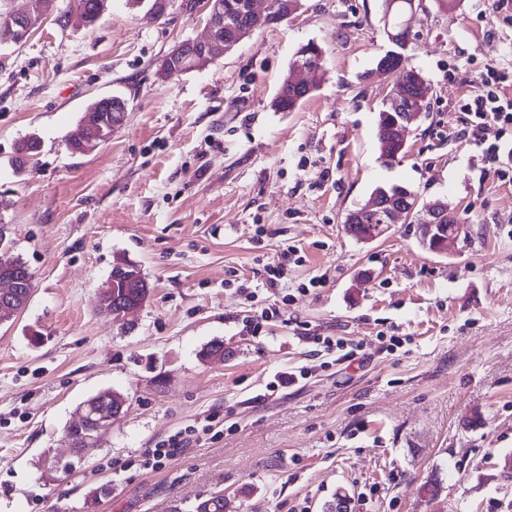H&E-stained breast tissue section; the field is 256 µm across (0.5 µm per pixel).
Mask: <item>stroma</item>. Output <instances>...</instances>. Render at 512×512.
I'll list each match as a JSON object with an SVG mask.
<instances>
[{
	"label": "stroma",
	"instance_id": "1",
	"mask_svg": "<svg viewBox=\"0 0 512 512\" xmlns=\"http://www.w3.org/2000/svg\"><path fill=\"white\" fill-rule=\"evenodd\" d=\"M182 2L157 18L148 0H105L95 25L62 27L75 0H51L0 47V225L33 275L0 324V512H198L218 495L224 512H326L340 496L349 512H512V165L457 136L485 67L512 79V0H415L404 56L427 111L389 165L383 0H301L167 78L168 52L206 35L205 12ZM310 42L324 51L318 90L275 111ZM113 94L121 125L73 153L87 105ZM31 135L41 149L16 172ZM391 185L447 202L467 227L452 253L424 249L405 219L370 242L345 234L348 211ZM286 243L306 259L266 287ZM117 260L151 289L122 321L98 307ZM242 285L280 304L256 336ZM314 332L360 344L356 361L316 352ZM217 341L223 360L203 359ZM302 367L308 379L267 395L275 372ZM103 390L124 395V414L69 451L66 427ZM207 416L212 434L139 467ZM199 429L190 426L176 435L170 436L167 440H163L155 444V448H151L146 457L140 460V466L145 469L156 470L160 468L164 461L170 458L180 448L190 442L194 436L198 437Z\"/></svg>",
	"mask_w": 512,
	"mask_h": 512
}]
</instances>
